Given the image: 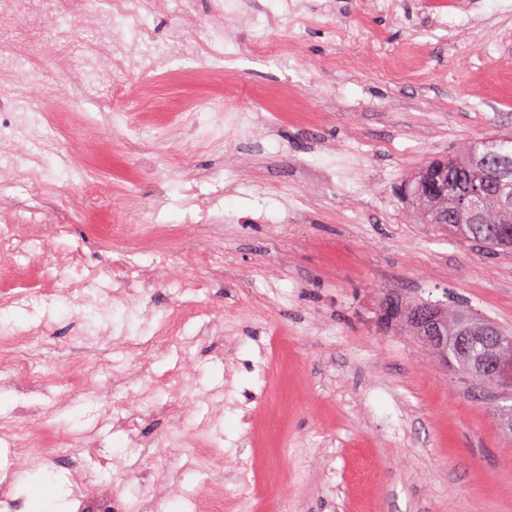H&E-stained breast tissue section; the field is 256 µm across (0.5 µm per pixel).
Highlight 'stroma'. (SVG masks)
Segmentation results:
<instances>
[{
	"mask_svg": "<svg viewBox=\"0 0 512 512\" xmlns=\"http://www.w3.org/2000/svg\"><path fill=\"white\" fill-rule=\"evenodd\" d=\"M0 16L13 49L79 78L37 5ZM244 0L224 19L214 0L173 18L154 0L147 25L164 37L229 24L240 47L231 81L208 63L133 71L135 139L113 138V65L100 49L83 109L59 93L47 110L77 129L72 156L45 160L25 139L0 172V225L27 197V170L47 197L30 224L66 223L38 247L0 255V512H512V392L465 377L382 324L385 298L461 301L512 330V251L419 223L405 187L461 142L512 134V0ZM291 40L288 58L254 57L257 23ZM274 130L229 133L190 170L149 159L190 144L175 115L210 98ZM102 186L79 213L55 188ZM211 264L198 263L199 251ZM78 259L72 291L53 274ZM152 268L135 295L105 277L113 261ZM184 273L192 287L171 288ZM207 308L170 347H151L162 318ZM44 327L42 340L26 333ZM160 412L139 414L141 398Z\"/></svg>",
	"mask_w": 512,
	"mask_h": 512,
	"instance_id": "stroma-1",
	"label": "stroma"
}]
</instances>
